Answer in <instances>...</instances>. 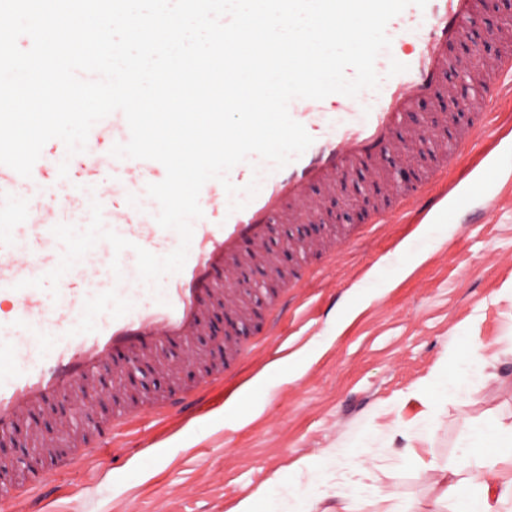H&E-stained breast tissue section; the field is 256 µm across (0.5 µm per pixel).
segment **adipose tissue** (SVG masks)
Segmentation results:
<instances>
[{
  "label": "adipose tissue",
  "mask_w": 512,
  "mask_h": 512,
  "mask_svg": "<svg viewBox=\"0 0 512 512\" xmlns=\"http://www.w3.org/2000/svg\"><path fill=\"white\" fill-rule=\"evenodd\" d=\"M478 343L467 349H450L427 386L431 396L429 410L445 403H459L460 395L471 387V378L480 373L483 360ZM512 465V421L496 418L487 422L465 420L460 453L454 463L426 466L432 483L441 494L460 493L462 488L477 487L471 498V512H504L512 503V480L493 479L496 466Z\"/></svg>",
  "instance_id": "obj_1"
}]
</instances>
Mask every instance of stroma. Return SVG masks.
Returning a JSON list of instances; mask_svg holds the SVG:
<instances>
[{
	"instance_id": "stroma-1",
	"label": "stroma",
	"mask_w": 512,
	"mask_h": 512,
	"mask_svg": "<svg viewBox=\"0 0 512 512\" xmlns=\"http://www.w3.org/2000/svg\"><path fill=\"white\" fill-rule=\"evenodd\" d=\"M507 28L512 0H489L453 52L481 66L475 45L499 46ZM448 180L457 194L420 229L397 224L373 232L371 205L377 187L392 184L391 168L375 174L357 165L334 196L362 204L363 214L340 223L325 209L319 222L321 238L358 237L335 265L302 282L309 301L292 311L283 335L262 333L265 271L253 266L239 274L233 290L247 312L236 319L235 337L260 358L225 380L228 399L185 425H126L111 451L56 480L51 512H232L263 486L270 512H286L294 494L317 490L332 505L337 485L357 479L336 465L348 446L359 448L383 493L360 501L358 512H431L436 491L425 463L457 456L464 418L512 414V299L500 294L512 282V134L480 137L449 166ZM308 227L300 220L271 234L269 247L286 257L289 271L314 264L304 249ZM360 269L364 277L349 282ZM472 339L482 345L483 377L462 404L428 412L424 380L450 348ZM215 351L205 332L167 347L166 367L148 361L118 381L101 376L105 395L85 428L112 419L116 386L147 406L173 389H194ZM42 438L54 441L53 451L40 449ZM9 448L0 470L21 462L29 475L71 451L59 419L44 413L14 433ZM303 458L312 460L314 477L295 470Z\"/></svg>"
}]
</instances>
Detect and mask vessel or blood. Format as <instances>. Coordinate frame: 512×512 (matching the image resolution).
Wrapping results in <instances>:
<instances>
[{
	"instance_id": "vessel-or-blood-1",
	"label": "vessel or blood",
	"mask_w": 512,
	"mask_h": 512,
	"mask_svg": "<svg viewBox=\"0 0 512 512\" xmlns=\"http://www.w3.org/2000/svg\"><path fill=\"white\" fill-rule=\"evenodd\" d=\"M485 14L484 0H428L425 8L408 6L391 19L388 31L417 28L416 48L399 59L376 61L381 72V90L370 112L357 116L358 99L333 94L317 101L294 99L289 113L312 136L313 142L297 159L282 169L266 165L257 195L240 210H230L221 183H205L199 203L203 216L193 223V238L182 271L165 275L158 290L141 297L135 253H121L119 278L112 281L107 311L86 324L81 315L92 303L93 286L102 279L99 242L63 280L56 301H48L43 290L20 288L25 279L54 269L62 246L51 232L60 202L87 208L98 201L111 218L110 228L120 236L158 256L175 250L180 238L162 229L131 203L139 186L164 179L162 164L151 160L113 159L112 185L98 190L94 172L100 163L92 148L106 141L130 137L122 112L116 111L91 129L86 152L41 155L31 178H23L0 165V211L8 213L27 191V222L24 226L0 224V297L14 299L15 311L0 321V437L9 435L39 409L49 395L66 397L71 411L62 419L64 434L73 445L84 443L81 424L97 404L98 380L112 368L111 355L122 352L126 359L156 356L162 345L190 343L202 333L206 316L215 308L236 309L233 292L226 290L238 269L260 262L267 266L271 282L279 292L272 299L276 312L289 301H301L291 293V284L278 269L266 248L271 224H288L298 216L318 217L319 202L310 190H332L357 164L376 168L390 150L414 153L420 139L417 109L421 103L445 96L454 72L467 70V62L450 56L448 48L462 39ZM504 48L483 70L472 73L485 97L474 115L462 121L449 141V156L462 157L466 147L480 135L500 136L487 117L500 101L512 98V32L500 36ZM68 162L67 178L58 167ZM444 177L435 176L409 189L390 188L393 203L377 213L380 224L423 221L429 211L450 193ZM223 279H216V272ZM209 392L208 385L169 396L154 405V418L190 421ZM142 407L132 404L118 411L112 424L95 432L98 446L108 447L121 427L139 418Z\"/></svg>"
}]
</instances>
